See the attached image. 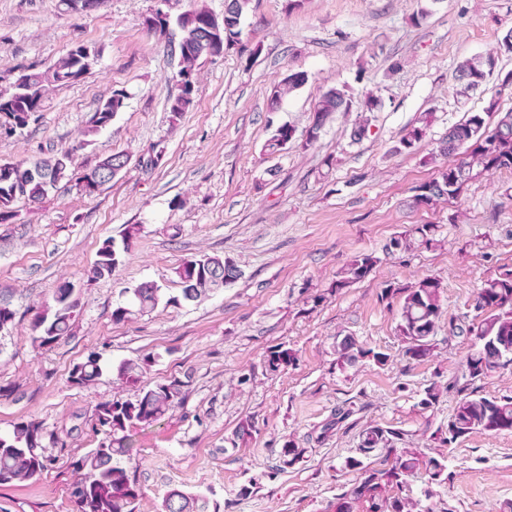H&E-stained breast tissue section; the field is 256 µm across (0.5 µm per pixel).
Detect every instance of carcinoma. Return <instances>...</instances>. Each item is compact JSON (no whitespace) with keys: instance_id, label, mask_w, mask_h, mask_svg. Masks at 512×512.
<instances>
[{"instance_id":"carcinoma-1","label":"carcinoma","mask_w":512,"mask_h":512,"mask_svg":"<svg viewBox=\"0 0 512 512\" xmlns=\"http://www.w3.org/2000/svg\"><path fill=\"white\" fill-rule=\"evenodd\" d=\"M250 0H229L224 17L219 18L205 8H196L171 19L167 13L156 12L146 19L147 28L165 33L170 24L181 31L178 43L179 71L188 77L185 89L177 90L168 98L169 112L178 118L193 102L194 84L201 60L220 56L224 49L242 40L245 10ZM206 31L207 41L199 45L198 32ZM512 53V34L501 40L498 48L478 58L462 62L457 69V93L462 97L482 89L487 79L498 68L500 57ZM98 52L83 45L69 50L44 71H26L12 85V91L0 92V123L14 126V132L26 129L37 121L43 97L54 87L71 83L82 77L94 64ZM306 82L305 74L291 73L271 92V107H276L282 95ZM352 99L344 88L325 91L315 109L307 129L305 145L311 146L320 138L326 123L337 112H348ZM126 108V95L115 92L104 101L83 132L79 147L91 143L89 137L111 124L118 113ZM431 114L420 119L399 139L395 151L412 152L426 136ZM294 138L293 128L283 124L266 140L263 151L273 155ZM440 154L454 156L456 160L438 169L437 176L418 189L413 195L414 206L436 207L458 198L468 184L503 170L512 171V111H498L496 99H491L481 112H470L461 122L448 128V134L439 147ZM74 150H62L52 158L32 162L0 164V224H13L18 216L16 203L22 199L39 202L61 181L73 179ZM434 226L418 225L393 238L389 248H409L411 241L422 247L435 244ZM132 233H126L121 242L113 238L104 240L97 252V259L89 270L90 280L112 276L125 262L131 249ZM381 262L376 253H359L336 276V289L348 288L368 276ZM181 284V299L200 302L214 290L238 277V270L218 255L201 254L176 268ZM130 298L112 310V321L125 323L134 317L156 309L161 302L177 303L178 298H164L160 285L142 282L130 290ZM400 298L396 334L407 344L406 356L414 361L432 356L430 336L442 313L443 290L435 278H423L406 286H387L381 299ZM474 306L482 312L472 317L459 332L474 340V348L466 357L468 377L481 380L493 372L512 364V266H504L486 279L477 291ZM79 315V302L74 288L62 282L55 290L53 304L45 307L30 324L33 343L42 348H52L68 339ZM337 361L355 365L373 355L375 364L383 365L387 356L361 345L358 339L346 334L336 340ZM294 361L292 352L276 350L268 356L267 364L276 371ZM106 366L99 356L92 354L86 361L73 367L69 382L80 388H89L103 375ZM139 364L128 360L116 366L118 378L127 381L139 379ZM191 382V373L167 384H157L143 389L134 402L107 401L94 406L95 424L102 428L104 438L99 444L77 459L72 465L71 489L76 512H134L142 496L141 487L131 475L126 462L131 460L135 440L132 431L158 423L170 410L180 405L185 387ZM448 443L473 433L498 434L512 432V397L487 396L476 390L465 393L448 417ZM402 433L389 427L373 426L362 435L360 453L369 457L377 448L394 446ZM45 434L40 423L22 420L7 433H0V485L36 482L47 469L49 460L40 449ZM350 465L358 467L363 477L337 494L325 512H411L412 501L407 498L388 497L383 489L389 484L400 486L424 469L435 480L441 477L446 466L436 459H427L411 448L395 454L391 467L376 469L356 459ZM160 512H219L216 502L204 492L169 491L163 498Z\"/></svg>"}]
</instances>
